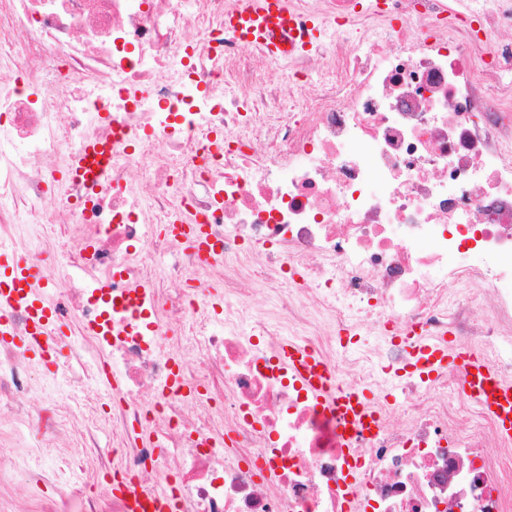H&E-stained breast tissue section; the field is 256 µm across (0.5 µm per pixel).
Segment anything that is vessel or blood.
<instances>
[{
	"label": "vessel or blood",
	"mask_w": 512,
	"mask_h": 512,
	"mask_svg": "<svg viewBox=\"0 0 512 512\" xmlns=\"http://www.w3.org/2000/svg\"><path fill=\"white\" fill-rule=\"evenodd\" d=\"M224 29L242 45H264L274 57L286 49L296 48L303 41L291 0H238L236 12L224 19ZM109 163L107 148L93 143L87 147L79 171L91 181L103 175ZM0 266L7 271L6 276L0 278V341L13 339L30 356H47L48 349L42 339L54 335L61 325L52 303L45 296L47 283L43 271L26 260L11 257L3 247L0 248ZM20 308L29 314L31 331L28 336L18 338L12 329V317ZM283 354L306 384L322 395L336 398L339 415L346 424L360 423L368 417L364 395L337 392L333 372L314 354L295 345L285 346ZM450 365L467 370L465 394L486 408L501 436L512 439V384L501 382L494 369L474 351L421 341L418 350L420 372L432 374ZM117 490L126 496L129 512H173L169 495L158 494L147 502L127 484H119Z\"/></svg>",
	"instance_id": "1"
}]
</instances>
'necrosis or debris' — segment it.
I'll return each mask as SVG.
<instances>
[{
    "instance_id": "4bbe7bcc",
    "label": "necrosis or debris",
    "mask_w": 512,
    "mask_h": 512,
    "mask_svg": "<svg viewBox=\"0 0 512 512\" xmlns=\"http://www.w3.org/2000/svg\"><path fill=\"white\" fill-rule=\"evenodd\" d=\"M317 31L272 60L224 30L233 0H0V242L58 226L46 272L68 389L0 343V426L75 439L176 512H512V441L416 337L512 381V0H292ZM93 184L67 178L90 142ZM202 224L208 258L177 223ZM374 334L377 345H346ZM367 392L343 434L281 357ZM120 375L111 410L71 391ZM112 445L100 447L101 428ZM128 512L69 486L48 512ZM109 163L108 149L101 144L92 143L87 147L78 171L86 180H96L106 172Z\"/></svg>"
}]
</instances>
